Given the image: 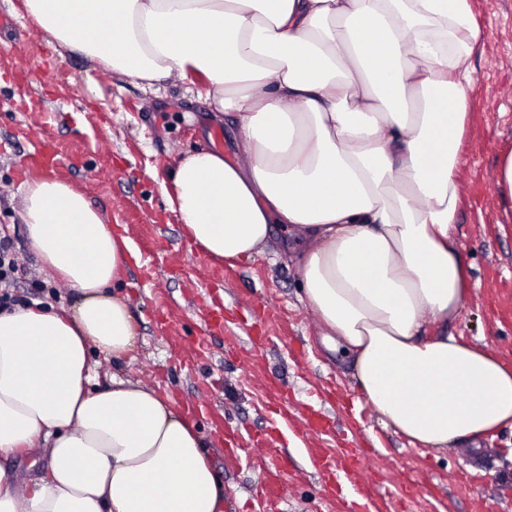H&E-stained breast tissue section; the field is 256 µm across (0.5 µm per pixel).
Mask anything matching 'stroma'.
<instances>
[{
	"label": "stroma",
	"instance_id": "35a3bbf8",
	"mask_svg": "<svg viewBox=\"0 0 512 512\" xmlns=\"http://www.w3.org/2000/svg\"><path fill=\"white\" fill-rule=\"evenodd\" d=\"M480 36L459 164L456 240L469 296L448 331L512 365V223L503 221L496 160L512 147V0H472ZM199 84L154 89L73 54L0 0V232L23 272L21 303L69 306L21 220L26 156L50 143L55 178L81 189L135 256L122 273L139 329L135 358L104 371L141 382L204 435L228 512H512V429L475 450L410 445L367 403L348 364L322 342L293 264L272 250L231 264L193 247L164 185L183 154L232 159L238 127L215 118ZM279 464L281 500L263 472Z\"/></svg>",
	"mask_w": 512,
	"mask_h": 512
}]
</instances>
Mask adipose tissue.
<instances>
[{
    "label": "adipose tissue",
    "instance_id": "obj_1",
    "mask_svg": "<svg viewBox=\"0 0 512 512\" xmlns=\"http://www.w3.org/2000/svg\"><path fill=\"white\" fill-rule=\"evenodd\" d=\"M71 52L152 85L198 76L241 139L201 148L165 186L190 243L245 261L285 226L331 351L413 445L481 448L512 427V367L430 336L463 307L457 169L480 29L470 0H25ZM21 219L60 310L0 311V512H224L205 444L141 382L94 387L91 351L130 359L115 284L133 248L62 180L27 185ZM46 454L23 483L14 460Z\"/></svg>",
    "mask_w": 512,
    "mask_h": 512
}]
</instances>
